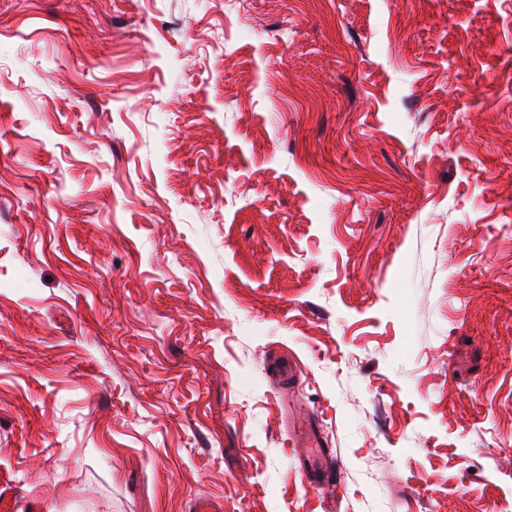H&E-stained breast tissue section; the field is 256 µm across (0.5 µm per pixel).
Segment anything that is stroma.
I'll return each instance as SVG.
<instances>
[{
    "instance_id": "obj_1",
    "label": "stroma",
    "mask_w": 512,
    "mask_h": 512,
    "mask_svg": "<svg viewBox=\"0 0 512 512\" xmlns=\"http://www.w3.org/2000/svg\"><path fill=\"white\" fill-rule=\"evenodd\" d=\"M83 2L0 0V512H512V0Z\"/></svg>"
}]
</instances>
